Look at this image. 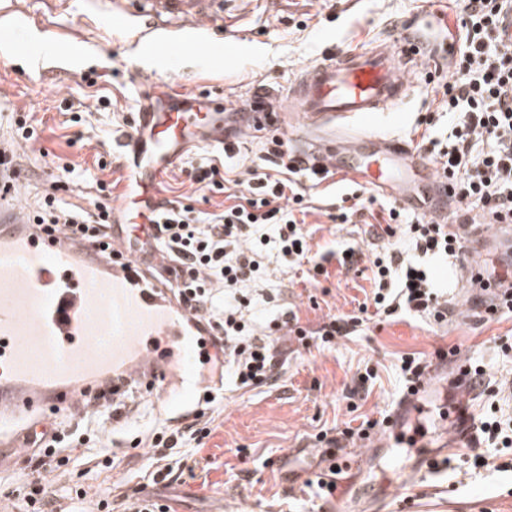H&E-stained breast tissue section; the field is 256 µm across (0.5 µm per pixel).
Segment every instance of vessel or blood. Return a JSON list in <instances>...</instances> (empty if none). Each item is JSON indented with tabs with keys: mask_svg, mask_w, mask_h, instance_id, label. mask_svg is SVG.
I'll use <instances>...</instances> for the list:
<instances>
[{
	"mask_svg": "<svg viewBox=\"0 0 512 512\" xmlns=\"http://www.w3.org/2000/svg\"><path fill=\"white\" fill-rule=\"evenodd\" d=\"M118 32L162 54H173L166 33L205 30L194 51L212 58L224 44V0H114ZM404 48L379 38L346 52H334L306 68L285 93L256 89L255 108L217 118L213 95L187 91L168 81L135 74L140 108L134 132L121 145L128 155L124 190L112 207V250L91 248L59 229L45 234L30 224L16 200L26 179L21 149L11 139L10 114L0 111V447L14 448L30 421H46L99 394L122 392L127 384L153 386L172 400L205 387L198 373L204 357L221 354L222 343L205 315L189 310L174 288L151 270L170 258L159 249L142 253L149 216L160 202L158 178L189 145L233 149L243 134L271 131L295 136L311 168L350 173L354 182L407 202L412 175H423L432 195L423 211L445 225L449 236L477 235L484 218L471 212L457 223L447 183L413 146L373 130L345 135L357 119L398 106L408 96L405 72L415 65L442 66L417 29L406 33ZM369 141L376 158L367 167L353 160L358 144ZM465 285L500 295L477 263L467 264ZM425 391L408 396L389 427H402L417 414Z\"/></svg>",
	"mask_w": 512,
	"mask_h": 512,
	"instance_id": "b4317fda",
	"label": "vessel or blood"
}]
</instances>
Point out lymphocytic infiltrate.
Here are the masks:
<instances>
[{"mask_svg": "<svg viewBox=\"0 0 512 512\" xmlns=\"http://www.w3.org/2000/svg\"><path fill=\"white\" fill-rule=\"evenodd\" d=\"M512 0H460L457 34L460 59L448 81L437 83L434 95L452 116L448 147L435 153L439 175L451 184L458 210L478 209L491 222L512 224V42L506 41L503 22ZM265 160L266 171L250 170L246 193L235 196L222 211L202 213L179 200H161L151 218L149 237L175 263L169 274L184 302L201 309L224 338V357L240 387H262L277 378L284 366L283 352L271 334L256 333L242 310L249 304L243 288L267 277L263 262L266 247L294 265L311 263L315 275H325L321 263L312 262L310 246L301 227L306 214L304 182L320 183L321 175L304 166L274 140ZM52 183L33 214L38 224L67 226L90 243L111 234L112 185L96 182V196L82 207L59 197ZM384 222L372 224L370 234L391 239L404 234L417 259L402 261L399 251L377 254L372 261L373 289L356 314L330 316L316 330L300 324L296 315L284 314L277 329L298 339L315 336L323 347L336 337L362 326L368 312L390 316L399 311L447 318L438 300L436 284L425 257H460L464 245L449 237L443 225L425 222L404 209H386ZM212 433L210 422L194 416L181 427L152 433L153 485L180 480L189 469L186 445L203 449ZM90 454L93 469L112 467V451L104 447L100 431L51 430L42 438L31 461L34 476L23 484L27 512H49L56 502L50 474Z\"/></svg>", "mask_w": 512, "mask_h": 512, "instance_id": "obj_1", "label": "lymphocytic infiltrate"}]
</instances>
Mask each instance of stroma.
I'll list each match as a JSON object with an SVG mask.
<instances>
[{
  "label": "stroma",
  "mask_w": 512,
  "mask_h": 512,
  "mask_svg": "<svg viewBox=\"0 0 512 512\" xmlns=\"http://www.w3.org/2000/svg\"><path fill=\"white\" fill-rule=\"evenodd\" d=\"M111 8L110 0H74L72 7L52 10L41 0H0V29L19 28L14 37L0 39V106L17 115L33 113L40 123L37 141L25 145L24 159L35 172L20 197L27 209L36 208L47 179L60 167L77 162L91 169L100 154L111 156L112 166L99 177L114 182L112 195L121 199L120 139L139 107L132 70L165 80L176 74L184 88L219 87L226 99L245 100L255 85L287 89L326 55L379 37L401 38L410 26L422 29L431 47L443 49L446 28L456 21L452 0H231L224 21L228 51L203 61L188 49L164 57L133 45L105 27L103 17ZM415 81L399 111L378 113L371 124L401 135L425 155L429 149L421 140L427 131L419 118L437 112L427 133L443 146L452 118L438 112L429 74ZM101 96L111 101L107 109L96 107ZM76 103L82 104L85 121L65 126ZM160 189L169 199L193 197L201 211H216L224 201L223 195L198 189L176 167L162 175ZM306 191L310 211L304 229L313 253L326 256L353 247L368 255L381 248L366 224L331 219L343 200L367 202L369 189L339 173ZM267 263L279 274L254 292L246 313L258 325L292 310L314 328L326 316L357 311L373 288L366 261L346 274L327 263V276L316 282L309 280L307 267L284 269L276 253H269ZM463 265L452 257L430 262L451 310L447 322L401 314L367 322L328 349L289 343L288 364L270 386L241 389L232 373H225L216 429L201 452L208 469L159 490L173 512H330V503L304 485L327 466L315 434L390 416L403 397L400 356L429 358L452 347L464 362L483 365L488 390L470 393L452 369L433 376V407L417 421L388 431L383 447L364 440L337 451V463L349 466L337 492L354 500L355 512H376L380 499L387 502L385 512H512V447L447 452L463 418H512V394L500 389L512 380V318L484 322L468 312L475 299L457 288ZM364 374L365 391L351 396ZM126 411L129 424L108 429L118 467L83 477L88 493L108 487L117 502L143 485L149 464L150 449H131V440L168 423L152 400L138 393L127 400ZM28 459L10 448L0 450V499L13 512L25 507L16 490L29 472Z\"/></svg>",
  "instance_id": "stroma-1"
}]
</instances>
